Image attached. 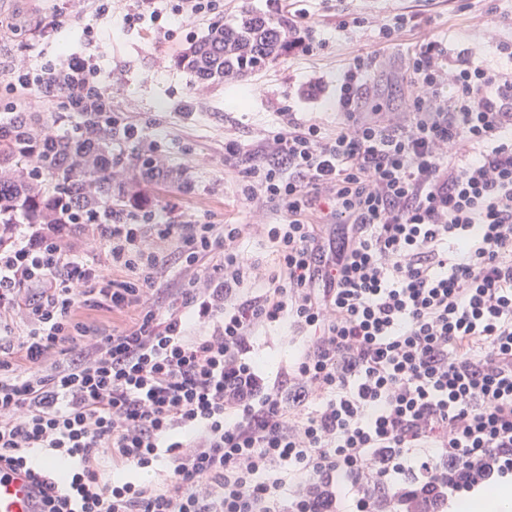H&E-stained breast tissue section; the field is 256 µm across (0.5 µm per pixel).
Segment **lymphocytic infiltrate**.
Segmentation results:
<instances>
[{"mask_svg": "<svg viewBox=\"0 0 512 512\" xmlns=\"http://www.w3.org/2000/svg\"><path fill=\"white\" fill-rule=\"evenodd\" d=\"M218 8L142 0L123 21ZM375 65L341 75L334 135L288 117L240 167L241 194L283 217L255 226L264 274L246 225L147 201L0 230V469L29 473L42 512H451L512 484V71L427 40L401 123L357 115ZM11 78L76 113L88 93L108 102L77 52L15 60ZM170 240L180 281L162 310ZM87 302L124 327L77 321ZM282 323L304 342L269 375L257 339ZM245 255L254 262L260 270H263L268 262V244L265 239L250 235L241 244Z\"/></svg>", "mask_w": 512, "mask_h": 512, "instance_id": "1", "label": "lymphocytic infiltrate"}]
</instances>
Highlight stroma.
Here are the masks:
<instances>
[{
	"instance_id": "35a3bbf8",
	"label": "stroma",
	"mask_w": 512,
	"mask_h": 512,
	"mask_svg": "<svg viewBox=\"0 0 512 512\" xmlns=\"http://www.w3.org/2000/svg\"><path fill=\"white\" fill-rule=\"evenodd\" d=\"M222 16L233 21L243 9L275 12L296 22L300 13L312 19L313 34L321 44L314 54L288 58L245 80L200 84L177 60L189 42L207 35L209 21L186 20L176 36L162 30L122 27L125 14L136 12L140 0H112V30L86 36L78 20L93 7L92 0H0V112L21 99L38 112L71 116L61 102H48L44 92L7 87L17 54L33 67L54 58L69 43L91 54L112 101V115L138 126L142 147H156L167 168L182 171L189 188L173 183L151 186L157 209L178 204L181 220L201 224H249L254 205L238 190L239 173L224 162V143L236 141L242 163H249L262 132L279 123L282 113H295L299 122L319 124L333 133L342 116L336 110V80L355 56L374 52L376 37L368 29L339 26L341 16L407 14L414 19L396 45L367 77V95L361 111L388 109L405 112L409 88L405 62L423 40L446 41L449 55L470 49L493 63H502L499 41H512V28L489 31L484 25L487 6L512 13V0H222ZM68 15L69 27L54 30L59 15Z\"/></svg>"
}]
</instances>
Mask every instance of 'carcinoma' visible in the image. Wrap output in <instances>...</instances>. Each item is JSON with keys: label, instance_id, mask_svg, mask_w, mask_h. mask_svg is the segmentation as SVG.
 Returning <instances> with one entry per match:
<instances>
[{"label": "carcinoma", "instance_id": "1", "mask_svg": "<svg viewBox=\"0 0 512 512\" xmlns=\"http://www.w3.org/2000/svg\"><path fill=\"white\" fill-rule=\"evenodd\" d=\"M291 48L288 17L246 9L232 25L215 21L178 65L201 81L245 77L287 59ZM54 116L16 103L0 119V225L19 218L52 224L63 211L72 224H91L114 210L130 212L145 199L115 176V168L145 184L162 171L149 154L118 149L112 109L85 112L68 127H54Z\"/></svg>", "mask_w": 512, "mask_h": 512}]
</instances>
